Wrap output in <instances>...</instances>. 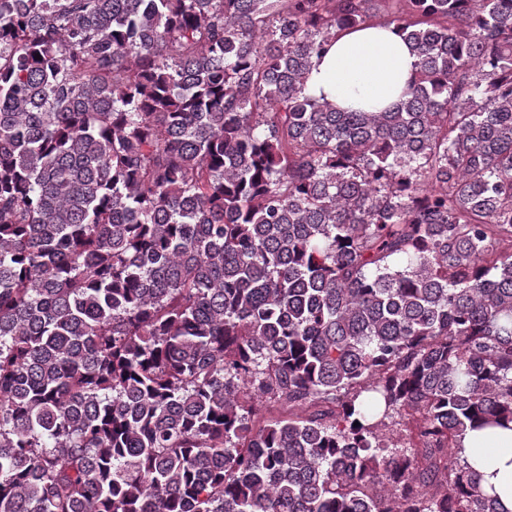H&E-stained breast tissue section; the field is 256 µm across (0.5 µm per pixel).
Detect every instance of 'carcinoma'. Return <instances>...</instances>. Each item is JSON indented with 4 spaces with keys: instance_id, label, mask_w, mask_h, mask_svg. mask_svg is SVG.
Masks as SVG:
<instances>
[{
    "instance_id": "1",
    "label": "carcinoma",
    "mask_w": 512,
    "mask_h": 512,
    "mask_svg": "<svg viewBox=\"0 0 512 512\" xmlns=\"http://www.w3.org/2000/svg\"><path fill=\"white\" fill-rule=\"evenodd\" d=\"M369 2L0 0V512H500L512 0H404L405 97L308 96ZM473 435L494 445L495 452L479 454L474 448ZM462 455L479 474L480 483L488 489L492 485L500 496L504 512L512 511V430L489 428L466 436Z\"/></svg>"
}]
</instances>
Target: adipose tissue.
<instances>
[{
    "label": "adipose tissue",
    "mask_w": 512,
    "mask_h": 512,
    "mask_svg": "<svg viewBox=\"0 0 512 512\" xmlns=\"http://www.w3.org/2000/svg\"><path fill=\"white\" fill-rule=\"evenodd\" d=\"M417 58L393 26L374 25L338 32L322 57L314 59L305 92L339 108L383 109L397 102L416 76ZM479 439L491 454L477 453L475 439L465 438L462 454L483 487H494L503 512H512V430L489 428Z\"/></svg>",
    "instance_id": "ef3b65f1"
}]
</instances>
